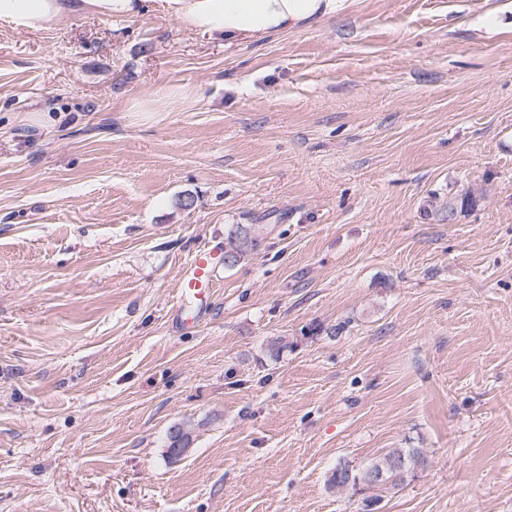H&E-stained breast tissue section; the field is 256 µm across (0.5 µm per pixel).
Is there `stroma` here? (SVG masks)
Listing matches in <instances>:
<instances>
[{
	"label": "stroma",
	"mask_w": 512,
	"mask_h": 512,
	"mask_svg": "<svg viewBox=\"0 0 512 512\" xmlns=\"http://www.w3.org/2000/svg\"><path fill=\"white\" fill-rule=\"evenodd\" d=\"M238 224L198 315L179 271ZM398 448L397 484H329ZM368 499L512 512V0L230 46L157 10L1 26L0 512ZM249 228L248 225H242V224H238L236 225L235 227H233L228 235H227V238H226V243H225V246H224V258H229L230 262L229 263H226L225 260H224V263L229 266V267H232V266H235L236 264H238L242 259H244L245 257L248 256V254L254 250V248L256 247L257 243H256V239L253 238L252 239V232L251 230L248 231V234L246 235V237L242 240V245L244 247H248L250 246L251 244V239H252V244H251V247L246 249V250H240L239 247H238V240H239V237L241 234L244 233V231Z\"/></svg>",
	"instance_id": "stroma-1"
}]
</instances>
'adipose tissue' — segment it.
Returning <instances> with one entry per match:
<instances>
[{
  "mask_svg": "<svg viewBox=\"0 0 512 512\" xmlns=\"http://www.w3.org/2000/svg\"><path fill=\"white\" fill-rule=\"evenodd\" d=\"M158 7L182 28L225 43H254L342 14L347 0H0V26L46 31L78 17H135Z\"/></svg>",
  "mask_w": 512,
  "mask_h": 512,
  "instance_id": "adipose-tissue-1",
  "label": "adipose tissue"
}]
</instances>
